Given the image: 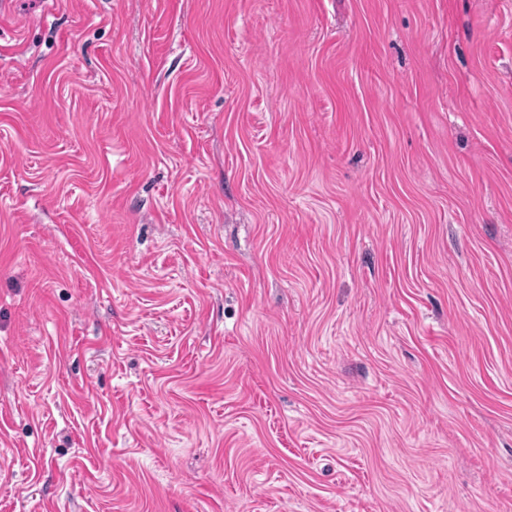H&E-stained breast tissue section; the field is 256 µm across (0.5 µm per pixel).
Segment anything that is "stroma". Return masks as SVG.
Masks as SVG:
<instances>
[{
  "instance_id": "stroma-1",
  "label": "stroma",
  "mask_w": 512,
  "mask_h": 512,
  "mask_svg": "<svg viewBox=\"0 0 512 512\" xmlns=\"http://www.w3.org/2000/svg\"><path fill=\"white\" fill-rule=\"evenodd\" d=\"M0 512H512V0H6Z\"/></svg>"
}]
</instances>
